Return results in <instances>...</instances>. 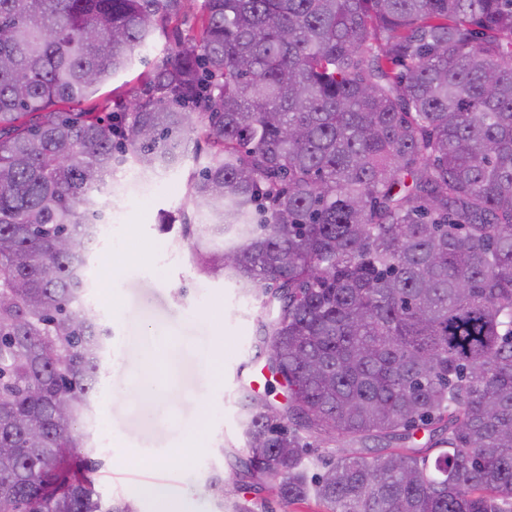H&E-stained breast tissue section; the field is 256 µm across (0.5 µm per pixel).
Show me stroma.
Instances as JSON below:
<instances>
[{"label": "stroma", "mask_w": 512, "mask_h": 512, "mask_svg": "<svg viewBox=\"0 0 512 512\" xmlns=\"http://www.w3.org/2000/svg\"><path fill=\"white\" fill-rule=\"evenodd\" d=\"M193 162L160 175L151 190L130 187L112 201L114 222L88 260L87 300L112 331L111 346L101 365L92 421L81 424L95 446L99 466L94 486L103 498L123 496L140 483L167 487L182 512H232L243 492L224 487L223 500L206 489L213 472H228L248 449L236 404L239 374L262 365L257 348L258 298L244 296L224 278L200 276L178 230L162 231L160 211L177 212ZM115 255L145 254L137 272L121 275L114 290L115 307L102 304L99 282L106 271L105 249ZM223 342V361L209 365L215 342ZM161 353L170 385L165 400L146 405L137 391L140 356ZM187 441L192 456L172 450ZM165 457L163 468L140 471L119 464V450Z\"/></svg>", "instance_id": "35a3bbf8"}]
</instances>
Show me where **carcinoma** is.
Listing matches in <instances>:
<instances>
[{"instance_id": "carcinoma-1", "label": "carcinoma", "mask_w": 512, "mask_h": 512, "mask_svg": "<svg viewBox=\"0 0 512 512\" xmlns=\"http://www.w3.org/2000/svg\"><path fill=\"white\" fill-rule=\"evenodd\" d=\"M188 2L0 0V512H136L75 453L112 336L84 268L113 174L191 139L182 238L276 310L288 391L240 390L241 489L512 512V0H204L139 92L79 108Z\"/></svg>"}]
</instances>
